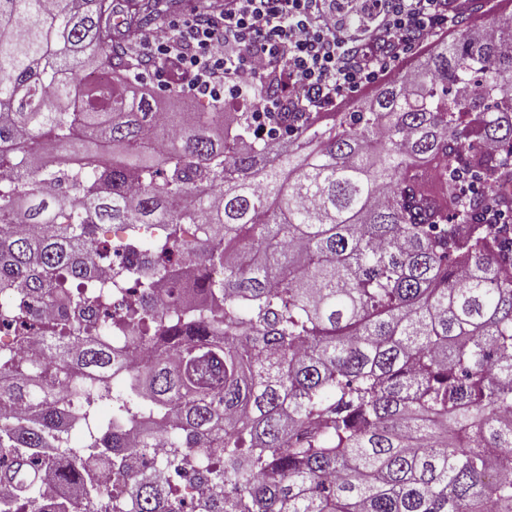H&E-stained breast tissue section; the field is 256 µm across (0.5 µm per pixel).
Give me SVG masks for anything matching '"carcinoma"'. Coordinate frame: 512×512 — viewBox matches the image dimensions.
<instances>
[{
  "label": "carcinoma",
  "mask_w": 512,
  "mask_h": 512,
  "mask_svg": "<svg viewBox=\"0 0 512 512\" xmlns=\"http://www.w3.org/2000/svg\"><path fill=\"white\" fill-rule=\"evenodd\" d=\"M138 0L127 35L163 16ZM494 34L486 36L483 30ZM512 17L466 24L352 112L164 111L132 87L112 0H0V320L28 299L74 313L45 328L32 369L0 353V479L31 505L42 475L86 491L56 384L81 395L104 468L130 484L119 512H178L128 466L155 448L146 415L171 418L169 452L209 458L231 512H512ZM107 72L108 82L86 81ZM118 224L150 257L92 280L88 247ZM195 268L196 308L174 266ZM138 280L153 306L112 310ZM162 340L125 391L119 353ZM33 406L34 418L9 408ZM111 417L100 419V408ZM31 448H53L36 460Z\"/></svg>",
  "instance_id": "carcinoma-1"
}]
</instances>
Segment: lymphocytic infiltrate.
<instances>
[{
    "mask_svg": "<svg viewBox=\"0 0 512 512\" xmlns=\"http://www.w3.org/2000/svg\"><path fill=\"white\" fill-rule=\"evenodd\" d=\"M459 23L448 0H219L192 8L169 33L149 29L140 57L213 101L228 89L252 99L263 117L325 112L395 78V61ZM273 80L279 92L265 93Z\"/></svg>",
    "mask_w": 512,
    "mask_h": 512,
    "instance_id": "obj_1",
    "label": "lymphocytic infiltrate"
}]
</instances>
